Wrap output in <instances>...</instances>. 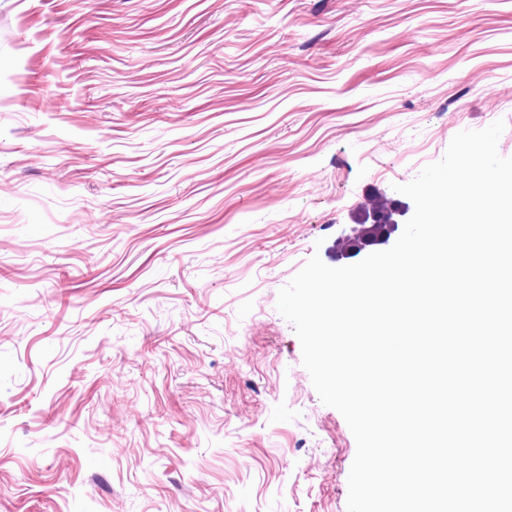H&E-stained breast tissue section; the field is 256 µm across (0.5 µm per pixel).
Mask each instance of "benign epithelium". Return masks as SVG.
<instances>
[{
  "label": "benign epithelium",
  "instance_id": "obj_1",
  "mask_svg": "<svg viewBox=\"0 0 512 512\" xmlns=\"http://www.w3.org/2000/svg\"><path fill=\"white\" fill-rule=\"evenodd\" d=\"M367 210L365 220L341 233L336 241V256L348 258L391 247L410 207L397 199H386L369 205Z\"/></svg>",
  "mask_w": 512,
  "mask_h": 512
}]
</instances>
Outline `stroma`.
Listing matches in <instances>:
<instances>
[{"mask_svg":"<svg viewBox=\"0 0 512 512\" xmlns=\"http://www.w3.org/2000/svg\"><path fill=\"white\" fill-rule=\"evenodd\" d=\"M0 96V512H347L278 291L512 156V0H0ZM368 205V215L359 224L344 230L336 241V257L348 258L355 254L372 253L391 247L397 238L399 224L410 207L397 199L378 198ZM371 222H368V220Z\"/></svg>","mask_w":512,"mask_h":512,"instance_id":"stroma-1","label":"stroma"}]
</instances>
